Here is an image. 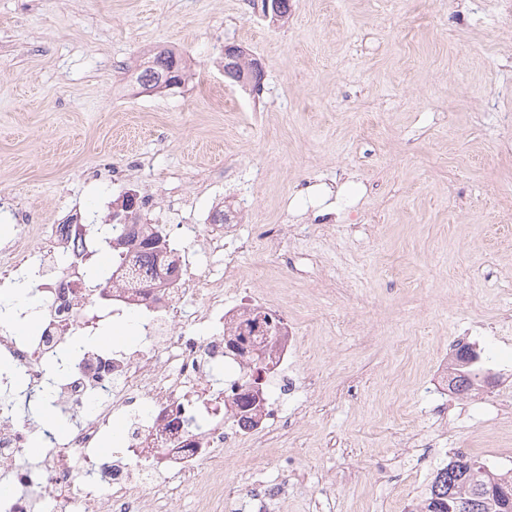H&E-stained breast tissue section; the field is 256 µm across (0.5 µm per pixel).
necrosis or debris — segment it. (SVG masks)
I'll return each instance as SVG.
<instances>
[{"label":"necrosis or debris","mask_w":512,"mask_h":512,"mask_svg":"<svg viewBox=\"0 0 512 512\" xmlns=\"http://www.w3.org/2000/svg\"><path fill=\"white\" fill-rule=\"evenodd\" d=\"M182 245L168 283L135 302L127 288L89 289L88 272L104 249L89 224L17 225L16 244L0 250V288L31 278L42 304L37 328L19 335L0 324V512H171L192 492L202 512L231 500L221 479L224 451L270 447L292 431L314 402L296 364L308 348L287 301L244 275L239 254L281 256L307 225L274 224L245 232L238 208L218 205L208 217L184 211L171 227ZM208 237L224 255V274L210 279L192 246ZM141 313L135 346L107 350L85 344L102 322ZM269 317L272 335L254 347L229 346L251 313ZM66 366L55 381L47 368ZM281 385H253L256 368ZM53 387L71 427L21 418L10 394ZM126 421L120 452L101 446L113 419ZM37 461L21 458L32 440Z\"/></svg>","instance_id":"necrosis-or-debris-1"}]
</instances>
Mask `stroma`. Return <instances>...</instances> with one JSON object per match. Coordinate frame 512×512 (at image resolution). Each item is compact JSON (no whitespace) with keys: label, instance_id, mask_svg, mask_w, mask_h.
<instances>
[{"label":"stroma","instance_id":"35a3bbf8","mask_svg":"<svg viewBox=\"0 0 512 512\" xmlns=\"http://www.w3.org/2000/svg\"><path fill=\"white\" fill-rule=\"evenodd\" d=\"M228 43L262 63L259 90L225 78ZM162 48L198 79L130 82ZM131 191L152 198L154 224L240 200L245 225L311 227L287 269L240 258L292 298L333 280L317 313L294 309L320 409L254 468L356 475L284 512H394L399 487L430 484L450 456L512 457V26L498 0H290L281 24L250 0H0V244L19 224L110 223ZM468 336L497 385L423 392ZM444 419L447 453L397 449Z\"/></svg>","mask_w":512,"mask_h":512}]
</instances>
